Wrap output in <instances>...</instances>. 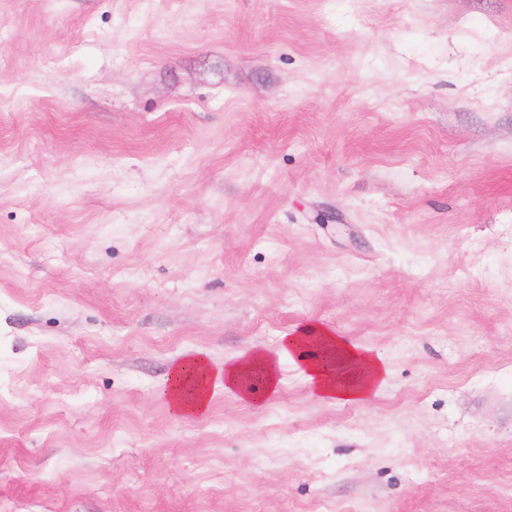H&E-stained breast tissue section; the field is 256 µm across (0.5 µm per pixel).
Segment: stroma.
<instances>
[{
    "label": "stroma",
    "instance_id": "35a3bbf8",
    "mask_svg": "<svg viewBox=\"0 0 512 512\" xmlns=\"http://www.w3.org/2000/svg\"><path fill=\"white\" fill-rule=\"evenodd\" d=\"M0 512H512V0H0ZM313 346L321 347L327 359L310 356ZM283 354H288L314 393L325 400L363 402L376 396L386 381L387 369L370 349L350 344L320 325L308 324L291 336H283L280 350L274 354L253 347L220 365L202 354L178 360L167 382L170 406L180 414L201 415L218 390L234 393L244 401H256L250 383L252 373L260 371L266 391H272L279 383L277 366ZM192 378L194 382L188 387Z\"/></svg>",
    "mask_w": 512,
    "mask_h": 512
}]
</instances>
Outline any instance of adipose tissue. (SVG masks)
I'll return each mask as SVG.
<instances>
[{"mask_svg":"<svg viewBox=\"0 0 512 512\" xmlns=\"http://www.w3.org/2000/svg\"><path fill=\"white\" fill-rule=\"evenodd\" d=\"M314 346L324 350V357L310 356ZM282 353L295 362L314 393L325 400L363 402L376 396L385 383L387 369L370 349L349 343L322 326L308 324L284 336L276 354L254 347L220 365L201 354L178 360L168 377L169 403L177 413L200 415L219 391L234 393L244 401L254 400L250 375L261 372L267 389H274Z\"/></svg>","mask_w":512,"mask_h":512,"instance_id":"1","label":"adipose tissue"}]
</instances>
